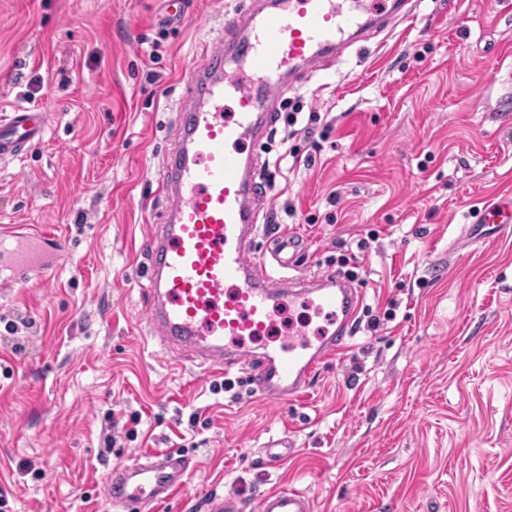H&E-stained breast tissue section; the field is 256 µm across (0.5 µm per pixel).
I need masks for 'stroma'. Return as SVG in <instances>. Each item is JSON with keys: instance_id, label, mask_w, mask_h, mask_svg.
I'll return each mask as SVG.
<instances>
[{"instance_id": "obj_1", "label": "stroma", "mask_w": 512, "mask_h": 512, "mask_svg": "<svg viewBox=\"0 0 512 512\" xmlns=\"http://www.w3.org/2000/svg\"><path fill=\"white\" fill-rule=\"evenodd\" d=\"M237 3L192 0L171 28L155 0H0V116L53 109L0 161V225L69 246L0 296V512H109L112 467L165 448L196 466L153 512L282 485L314 512H512V233L469 235L512 195V0H417L284 93L300 132L254 145L260 223L303 235L300 277L353 258L362 292L348 348L288 404L166 353L143 312L177 109ZM312 112L328 135L303 132ZM285 436L294 456L269 465Z\"/></svg>"}]
</instances>
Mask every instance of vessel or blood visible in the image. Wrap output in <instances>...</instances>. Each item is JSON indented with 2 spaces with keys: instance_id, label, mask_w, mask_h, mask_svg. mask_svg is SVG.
I'll return each mask as SVG.
<instances>
[{
  "instance_id": "1",
  "label": "vessel or blood",
  "mask_w": 512,
  "mask_h": 512,
  "mask_svg": "<svg viewBox=\"0 0 512 512\" xmlns=\"http://www.w3.org/2000/svg\"><path fill=\"white\" fill-rule=\"evenodd\" d=\"M412 0H245L225 20L224 36L204 47L188 81L189 102L178 113L174 146L156 192L159 224L143 241L148 257L145 315L152 335L170 353L190 356L204 374L244 371L254 394L289 403L304 398L317 373L342 352L354 334L360 291L330 271L313 279L290 276L305 255L303 237L270 236V260L252 255L260 197L252 144L266 137L284 91L331 70L357 43L408 18ZM157 21L180 24L188 0H157ZM51 110L22 107L0 120V159L9 160L39 142ZM477 224L512 231V199L486 205ZM46 234L18 236L0 227V288L26 287L64 257L56 248L42 260ZM284 268L274 275L269 262ZM301 299L326 325L316 341L250 350L271 335L275 314ZM191 459L166 449L108 473L104 492L113 507L149 512L185 486ZM208 512H313L305 492L277 487L254 502L235 496L209 498Z\"/></svg>"
}]
</instances>
